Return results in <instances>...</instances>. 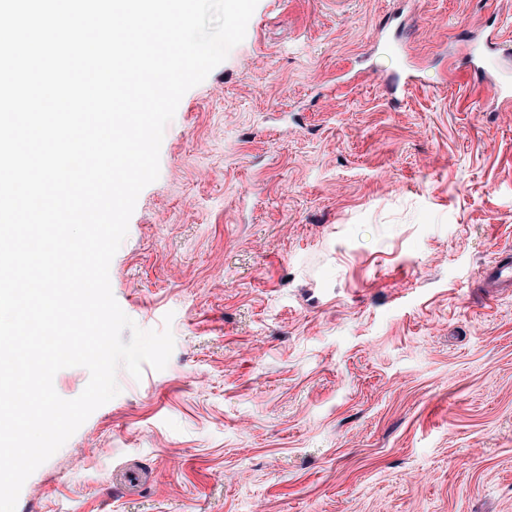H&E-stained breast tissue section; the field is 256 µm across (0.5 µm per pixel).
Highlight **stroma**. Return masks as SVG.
Returning <instances> with one entry per match:
<instances>
[{"label":"stroma","instance_id":"35a3bbf8","mask_svg":"<svg viewBox=\"0 0 512 512\" xmlns=\"http://www.w3.org/2000/svg\"><path fill=\"white\" fill-rule=\"evenodd\" d=\"M476 42L512 67V0H258L110 264L171 358L16 512H512V100ZM471 61L478 68L490 75V79L494 80L498 86V93L504 98H511V79L509 72L505 71L498 62L495 54L489 52L486 48L472 51Z\"/></svg>","mask_w":512,"mask_h":512}]
</instances>
